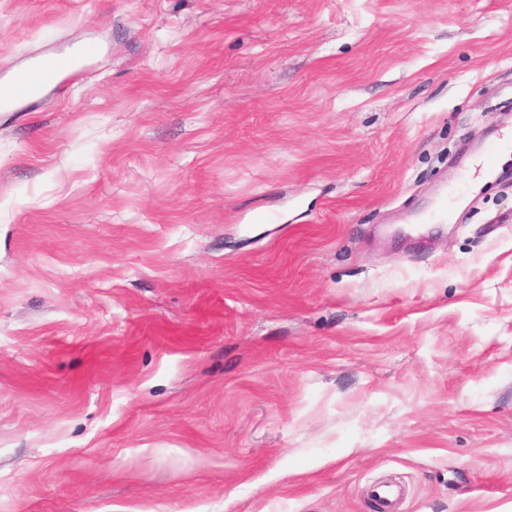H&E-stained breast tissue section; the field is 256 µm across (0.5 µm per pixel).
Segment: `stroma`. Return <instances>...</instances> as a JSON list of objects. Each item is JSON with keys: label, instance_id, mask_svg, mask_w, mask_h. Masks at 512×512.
I'll return each instance as SVG.
<instances>
[{"label": "stroma", "instance_id": "1", "mask_svg": "<svg viewBox=\"0 0 512 512\" xmlns=\"http://www.w3.org/2000/svg\"><path fill=\"white\" fill-rule=\"evenodd\" d=\"M85 42L0 107V512H512V0H0V87ZM71 64V60L68 57H43L32 69H30L24 75L14 90L12 98L27 93L29 88L34 85L39 86L45 83L56 71L68 68L71 66Z\"/></svg>", "mask_w": 512, "mask_h": 512}]
</instances>
